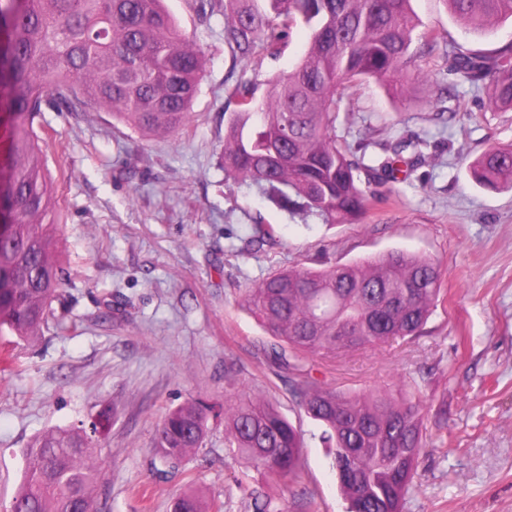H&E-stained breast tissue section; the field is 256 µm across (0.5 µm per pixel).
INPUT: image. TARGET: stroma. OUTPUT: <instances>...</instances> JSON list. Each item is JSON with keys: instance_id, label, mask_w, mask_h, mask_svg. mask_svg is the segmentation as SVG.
<instances>
[{"instance_id": "obj_1", "label": "stroma", "mask_w": 512, "mask_h": 512, "mask_svg": "<svg viewBox=\"0 0 512 512\" xmlns=\"http://www.w3.org/2000/svg\"><path fill=\"white\" fill-rule=\"evenodd\" d=\"M200 21L195 0H165L206 65L189 120L175 136L141 135L90 109L60 112L45 100L38 119L65 165L49 163L62 269L56 313L20 338L0 326V512H8L38 434L108 411L94 437L102 479L96 512H173L198 491L222 512H252L247 488L284 500L288 512H346L321 426L288 393V373L267 358L273 342L244 307L246 288L278 269L342 265L400 249L433 259L442 297L419 336L314 359L323 386L367 393L416 380L432 396L429 447L404 512H512V191L478 185L469 162L512 144V111L489 107L461 86L441 57H414L403 73L410 99L389 79L352 84L336 140L354 162L383 157L411 136L422 155L397 177L364 182L358 221L329 225L278 208L248 183L227 181L224 130L237 106L227 90L243 80L266 93L307 49L303 26L283 33L278 55L251 61L224 42L225 0ZM425 29L478 50L512 41V23L477 36L443 0H412ZM235 360L236 384L224 375ZM261 389L304 434L299 494L224 446V395ZM200 401L214 410L205 445L164 471L153 453L171 408Z\"/></svg>"}]
</instances>
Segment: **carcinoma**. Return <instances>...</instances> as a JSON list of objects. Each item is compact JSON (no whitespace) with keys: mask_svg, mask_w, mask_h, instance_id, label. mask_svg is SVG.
<instances>
[{"mask_svg":"<svg viewBox=\"0 0 512 512\" xmlns=\"http://www.w3.org/2000/svg\"><path fill=\"white\" fill-rule=\"evenodd\" d=\"M228 0L224 41L244 60L261 49L280 53V36L299 23L310 32L307 52L262 100L256 86L235 84L238 111L224 133V171L258 186L280 206L326 224L364 214L365 190L336 141L345 84L400 74L411 60L419 20L412 0ZM461 20L488 30L512 20V0H443ZM420 49L440 51L458 84L484 86L491 108L512 110V43L474 51L450 38L420 34ZM204 70L202 51L180 29L164 0H0V118L10 123L9 158L0 169V212L9 233L0 242V325L33 336L49 320L57 268L46 226L55 223L52 185L34 121L49 91L60 112L105 110L142 134L183 129ZM366 169L390 176L408 147ZM481 185L512 189V147H493L472 165ZM441 295L437 264L403 250L323 270L274 273L244 303L275 339L270 358L304 373L289 392L324 430L347 512H403L426 445L421 390L398 395L351 394L321 386L305 368L314 357L334 360L392 337H414ZM210 408L190 402L169 410L155 437L156 456L174 466L202 447ZM90 429L58 427L23 449L26 467L14 512H93L101 474ZM224 447L285 485L301 478L300 429L259 392L224 399ZM252 512H286L260 488L247 489ZM173 512H211L202 496L179 497Z\"/></svg>","mask_w":512,"mask_h":512,"instance_id":"1","label":"carcinoma"}]
</instances>
